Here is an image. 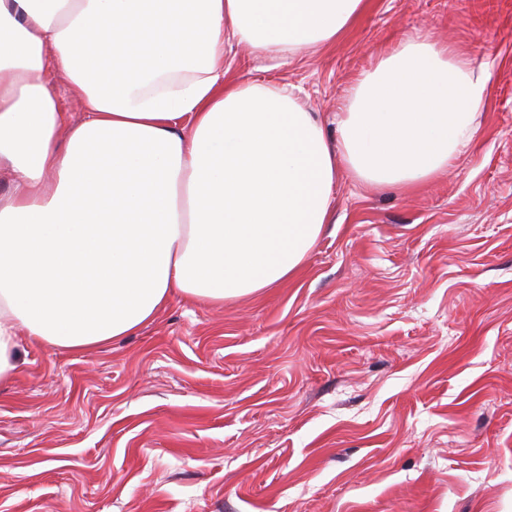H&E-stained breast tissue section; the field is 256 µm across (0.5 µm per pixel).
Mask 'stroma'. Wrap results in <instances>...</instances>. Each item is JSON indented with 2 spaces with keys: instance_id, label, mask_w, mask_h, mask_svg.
I'll list each match as a JSON object with an SVG mask.
<instances>
[{
  "instance_id": "1",
  "label": "stroma",
  "mask_w": 512,
  "mask_h": 512,
  "mask_svg": "<svg viewBox=\"0 0 512 512\" xmlns=\"http://www.w3.org/2000/svg\"><path fill=\"white\" fill-rule=\"evenodd\" d=\"M335 44L226 49L327 131L417 31L490 79L474 141L408 194L348 179L286 284L173 293L87 351L23 343L0 384V512H512V0H366Z\"/></svg>"
}]
</instances>
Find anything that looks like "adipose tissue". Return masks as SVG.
<instances>
[{"label": "adipose tissue", "instance_id": "adipose-tissue-1", "mask_svg": "<svg viewBox=\"0 0 512 512\" xmlns=\"http://www.w3.org/2000/svg\"><path fill=\"white\" fill-rule=\"evenodd\" d=\"M363 5L0 0V381L22 339L91 350L173 292L219 305L293 279L340 178L410 190L447 168L486 84L430 34L352 81L332 137L287 87L228 78L226 45H331Z\"/></svg>", "mask_w": 512, "mask_h": 512}]
</instances>
